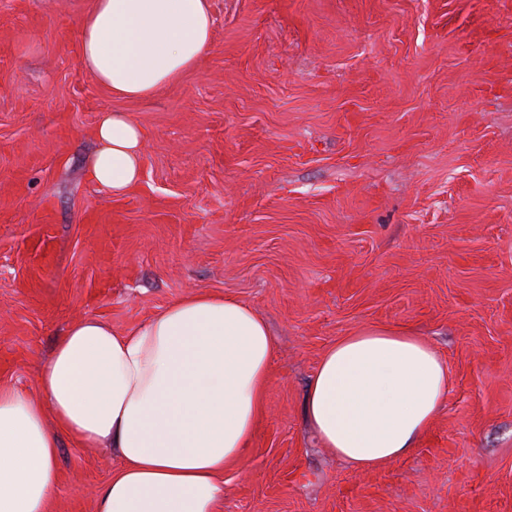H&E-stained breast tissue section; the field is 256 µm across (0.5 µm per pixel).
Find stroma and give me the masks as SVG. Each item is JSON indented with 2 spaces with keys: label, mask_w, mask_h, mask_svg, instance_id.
<instances>
[{
  "label": "stroma",
  "mask_w": 512,
  "mask_h": 512,
  "mask_svg": "<svg viewBox=\"0 0 512 512\" xmlns=\"http://www.w3.org/2000/svg\"><path fill=\"white\" fill-rule=\"evenodd\" d=\"M91 4L0 0V385L35 392L76 320L221 292L276 342L221 512H512V0H212L201 64L141 101L80 67ZM108 110L147 132L120 197L88 173ZM371 325L425 338L451 387L409 455L352 473L303 402ZM120 465L62 441L49 512H95Z\"/></svg>",
  "instance_id": "35a3bbf8"
}]
</instances>
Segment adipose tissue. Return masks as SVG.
<instances>
[{"mask_svg": "<svg viewBox=\"0 0 512 512\" xmlns=\"http://www.w3.org/2000/svg\"><path fill=\"white\" fill-rule=\"evenodd\" d=\"M210 0H93L78 25L81 67L113 97L143 100L196 69L212 41ZM92 180L124 195L143 172L145 131L100 113ZM274 340L248 305L189 294L117 331L76 321L37 376V395L0 386V512H47L62 438L122 461L96 512H219L224 469L249 449L271 386ZM446 360L411 330L339 337L306 389L304 415L350 470L407 456L441 410Z\"/></svg>", "mask_w": 512, "mask_h": 512, "instance_id": "obj_1", "label": "adipose tissue"}]
</instances>
